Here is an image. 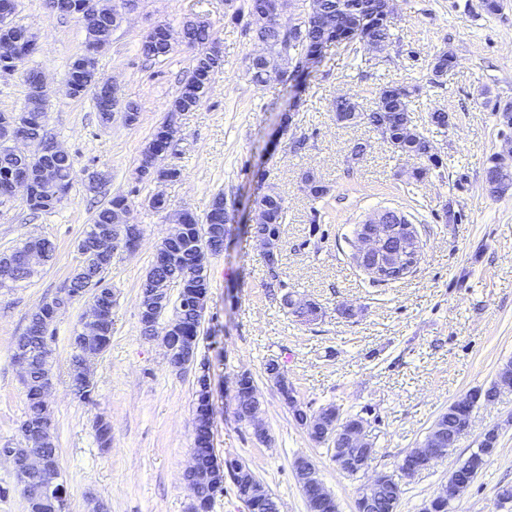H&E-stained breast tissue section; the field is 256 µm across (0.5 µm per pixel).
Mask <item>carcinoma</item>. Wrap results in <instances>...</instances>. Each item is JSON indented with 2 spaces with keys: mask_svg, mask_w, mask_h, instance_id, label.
Segmentation results:
<instances>
[{
  "mask_svg": "<svg viewBox=\"0 0 512 512\" xmlns=\"http://www.w3.org/2000/svg\"><path fill=\"white\" fill-rule=\"evenodd\" d=\"M370 0H308L304 8V31L295 37L279 30L277 27H268L258 32V36L266 45L267 63L266 70L253 71V81L263 85L272 81L274 71L281 68L286 59L291 61L305 54L316 52L325 46V43L333 36L338 35L344 41L364 40V45H369V40L387 42L392 36L393 21L383 20L375 23L367 20V6ZM171 33L181 36L184 44L202 48L214 42L215 32L210 22L201 19L186 20L180 29L171 30ZM142 54L154 60L163 59L170 54L167 44L145 39L141 43ZM455 56L447 51H440L433 55L428 63L427 83L442 86L448 79V73L456 66ZM224 64L223 55L209 57L197 55L194 58V66L190 77L184 82L179 93L167 105V117L158 126L150 147L143 151L142 162L149 167L162 172L160 167L161 151L169 145V140L163 137L169 129L176 124V119L184 112H190L201 102L206 90L212 82L216 71ZM67 75L75 78L78 84L84 88V95L91 96L94 105L99 112L102 123L107 124L112 116V110L102 106L99 95L94 87L101 77L94 72L81 75L69 70ZM420 85L389 82L378 91L376 106L369 112H362L357 102L347 98H336L332 103V111L336 119H342L347 124L359 122L381 134V139L386 142L400 156L418 159L422 166L412 172V177L418 181L427 177L434 169L443 166V159L434 140L420 130L412 121L410 105L412 99L419 95ZM30 118V124L36 128L46 125V108L32 99H27L24 111L20 113L0 112V121L15 119L17 117ZM19 159L15 156L11 147L0 141V195L4 193L3 184L6 175L17 169ZM73 160L69 156H58L53 160V177L55 190L49 192L35 185L31 195L26 200L29 209L33 211H51L69 193L73 181ZM303 180L310 184V195L314 199H320L328 194L329 188L311 171L303 173ZM485 183L493 196H501L512 189V166L501 161L499 155L489 157L485 168ZM129 200L124 195L112 197L109 204L95 212L92 223L88 225L83 236L91 237L99 232H112L115 215L123 209ZM286 208L284 200L276 194L267 200L256 214V224L260 231H272L280 233L281 224L284 223ZM181 223L184 224L182 239L178 245L184 250L183 261L162 267L152 263L144 281L143 288L165 285L167 281L182 279L186 270L207 263L208 255L199 251L205 246L210 253L217 254L222 247V223L217 222L207 214L200 218L193 212H182ZM22 248H17L10 255L0 259V288H12L15 285L28 280L25 268L21 263ZM107 267L102 265H88L75 271L73 274L74 292L92 285L100 286L105 295L106 309L112 310V289L104 284V272ZM175 321L182 324L186 335H194V330L199 326V321L191 312L176 307ZM54 310L46 307L41 317L28 323L25 332L16 338L14 349L20 346L28 348L33 356L31 378L25 384L26 412L21 424L27 425L32 430L43 429L42 411V387L51 382V368L49 365V345L54 341L53 333ZM112 339V316H107L102 323V334L90 345L82 346L78 337L73 338V349L70 363V379L73 391L79 399L88 401L93 393V384L83 379L81 369V356L88 350H106ZM256 392L251 376H246L240 381L238 388V403L236 411L238 416L248 413L252 407V393ZM459 415L454 406L441 413L438 422L445 430L447 447L452 448L458 442L459 429L456 422ZM95 437L99 446L108 449L112 446V427L109 422L98 418L93 425ZM496 438H486L481 442L478 451L472 453L464 462L463 469L470 478L477 477L485 464V457L495 449ZM44 484L40 477L32 478L29 492L23 493L26 501L27 512H56L57 496L41 498L37 491ZM194 492L197 507L200 512H209L215 489L213 485L200 482L196 479L188 485ZM402 490H398L391 480H386L373 491V499L377 504L376 512H390L391 502L400 501Z\"/></svg>",
  "mask_w": 512,
  "mask_h": 512,
  "instance_id": "obj_1",
  "label": "carcinoma"
}]
</instances>
